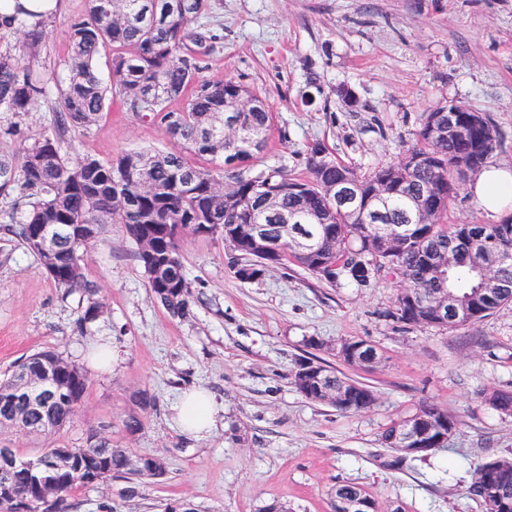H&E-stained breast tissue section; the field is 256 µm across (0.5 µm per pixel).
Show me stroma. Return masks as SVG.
I'll return each mask as SVG.
<instances>
[{
    "instance_id": "1",
    "label": "stroma",
    "mask_w": 512,
    "mask_h": 512,
    "mask_svg": "<svg viewBox=\"0 0 512 512\" xmlns=\"http://www.w3.org/2000/svg\"><path fill=\"white\" fill-rule=\"evenodd\" d=\"M211 28L223 40L207 76H232L263 97L274 114L267 146L247 165L255 175L304 170V150L320 142L366 172L396 162L425 112L457 103L496 127L491 160L512 166V0H211ZM87 0H60L36 63L45 76L65 72L69 26ZM357 99L349 105L342 90ZM70 158L107 160L135 149L176 150L163 125L114 103L90 130L72 131ZM123 225H104L86 261L102 315L79 333L78 296H63L39 259L0 228V376L21 357L53 348L84 366L88 389L73 419L35 439L0 428V448L31 454L85 445L99 432L113 445L165 460L161 481H145L123 501L122 480L75 490L77 512H163L169 500L206 512H259L272 501L291 512H333L331 492L352 482L377 512H483L468 493L473 470L512 458V415L485 399L512 392V305L456 331L390 318L397 286L377 279L333 286L304 269L278 267L236 277L219 235L185 234L181 250L198 301L192 318L169 315L151 295ZM362 339L380 355L369 367L346 365L341 341ZM108 340L111 371L87 369L85 356ZM321 349H314L312 341ZM317 356L369 385L376 404L342 412L302 396L291 382L298 359ZM193 386L224 405L214 434L181 433L170 406ZM152 406L140 411L139 398ZM437 404L456 421L446 447L392 466L382 431ZM142 412L136 434L122 425Z\"/></svg>"
}]
</instances>
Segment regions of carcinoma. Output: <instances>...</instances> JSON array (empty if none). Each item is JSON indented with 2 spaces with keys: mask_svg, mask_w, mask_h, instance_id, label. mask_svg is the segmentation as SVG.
Segmentation results:
<instances>
[{
  "mask_svg": "<svg viewBox=\"0 0 512 512\" xmlns=\"http://www.w3.org/2000/svg\"><path fill=\"white\" fill-rule=\"evenodd\" d=\"M86 13L75 17L69 28L68 64L63 77L51 81L34 68L40 53L47 14L30 21L22 0H14L13 15L0 22V41L18 43L19 55L0 53V116H20L47 103L53 112L52 128L42 132L18 155L0 157V195L19 192L24 208L0 210V223L8 227L21 244L37 256L48 278L64 295L79 294L81 313L76 327L84 332L103 312L97 288L85 275V256L102 227L109 223L126 226L137 245L135 259L148 279L155 298L174 317L190 316L194 297L184 273L178 224H212L224 237L236 262L265 272L271 267L256 253L250 224L264 225L267 238L280 250L290 252L294 265L335 285L341 281L369 283L362 263L373 258L370 247L387 230L399 229L390 247L380 252L372 278H389L403 283L392 316L407 324L431 326L422 312L406 318L404 296L417 292L429 296L444 288L477 302L476 314L466 320L440 323L436 328L454 331L481 321L496 309L512 304V258L494 267V283L485 282L475 269L474 258L497 241L512 245V223L447 224L444 218L458 193L453 183L460 158L475 142L482 144L485 159L497 147L496 130L482 113L460 112L458 121L469 129L466 139L449 137L438 145L427 139L425 130L437 112L426 113L407 151L426 156L423 164L410 170L399 164H381L360 174L343 162L324 163L316 158L321 144L306 146L305 171L292 175L284 168L251 175L243 168H227L225 162L246 152V135L268 137L274 123L269 105L241 81L226 77L213 80L206 75L205 57L220 35L204 22L210 0H87ZM110 49L112 82L100 78L96 62ZM28 59L21 62L18 56ZM251 98L259 106L243 113L239 136L224 132V113L238 109ZM120 101L139 114L157 118L169 136L179 141L184 152L142 149L124 152L108 161L85 156L71 161L63 152L66 133L88 130L102 119L112 103ZM209 156L222 163L216 170L193 164L188 155ZM360 182L367 195L384 185L385 216L380 220L336 212L327 223L315 224L309 214L327 209L323 190L345 175ZM307 187L308 195L292 191ZM276 198L275 209L291 213L295 222H275L265 205V196ZM442 197V208L428 224L411 222L418 204H431ZM68 224L61 233L57 251H39L36 231L41 225ZM151 243V251L142 247ZM456 244L454 262L444 282L429 272L427 252ZM493 287L492 297L484 288ZM314 365L327 372L322 385L309 384L299 370ZM52 375L57 397L47 406L34 404L18 393L19 382L29 376ZM354 379L329 364L308 358L297 363L293 385L306 399L322 403L326 395ZM87 390V378L62 354L44 349L25 356L11 374L0 380V420H21L14 424L26 435H46L71 418ZM488 402L497 410L512 414V393L493 392ZM417 428L426 437L435 435L444 410L432 403L421 404L415 412ZM404 421L387 427L380 436L386 448L396 449ZM167 473L162 458L134 454L129 448H114L109 439L91 434L81 448H46L23 456L14 448H0V512H76L71 493L123 478V498L140 495L142 480H159ZM369 496L353 483L335 488L333 500Z\"/></svg>",
  "mask_w": 512,
  "mask_h": 512,
  "instance_id": "obj_1",
  "label": "carcinoma"
}]
</instances>
